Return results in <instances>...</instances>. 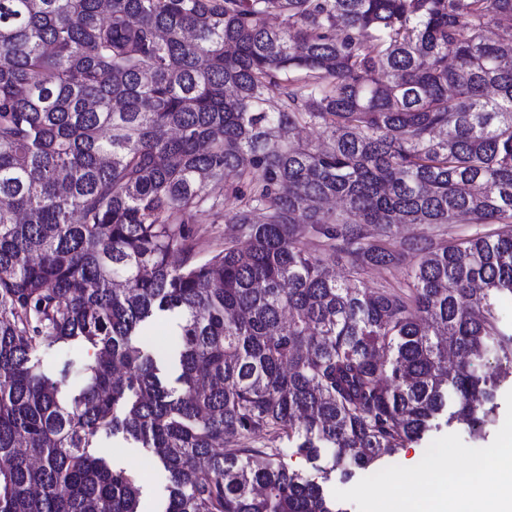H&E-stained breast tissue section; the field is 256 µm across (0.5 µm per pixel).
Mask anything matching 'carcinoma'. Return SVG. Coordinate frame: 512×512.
I'll list each match as a JSON object with an SVG mask.
<instances>
[{"label":"carcinoma","instance_id":"cac0c4a2","mask_svg":"<svg viewBox=\"0 0 512 512\" xmlns=\"http://www.w3.org/2000/svg\"><path fill=\"white\" fill-rule=\"evenodd\" d=\"M509 54L512 0H0V512H138L102 433L152 449L165 512H346L252 437L351 476L444 412L481 431L512 376ZM210 197L223 202L219 214L213 215L211 212H206L199 218L198 224H189V227L192 230H198L199 233L204 234L206 239V251L203 252L204 254L222 246L224 243L225 229L224 214L231 215L235 211L237 205L235 199L230 196H224V190L219 189V187L213 190ZM213 221H215L216 224H211ZM43 365L51 370H59L68 362L70 364L69 380L74 385L83 384L82 367L87 361L85 349L78 345L53 346L40 353Z\"/></svg>","mask_w":512,"mask_h":512}]
</instances>
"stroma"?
<instances>
[{"mask_svg":"<svg viewBox=\"0 0 512 512\" xmlns=\"http://www.w3.org/2000/svg\"><path fill=\"white\" fill-rule=\"evenodd\" d=\"M496 402L495 417L481 435L473 436L464 428L439 424L419 442L400 449L386 462L383 484L368 482L363 472L346 478L337 471L332 473L326 485L328 493L342 500L348 512H380L383 505L396 497L420 498L427 489L426 482L417 477L423 463L452 467L494 457L500 440L512 431L511 383L501 386ZM99 444L107 452L113 467L137 473L141 486L140 512H164L168 496L167 474L151 450L119 437H100Z\"/></svg>","mask_w":512,"mask_h":512,"instance_id":"stroma-1","label":"stroma"}]
</instances>
